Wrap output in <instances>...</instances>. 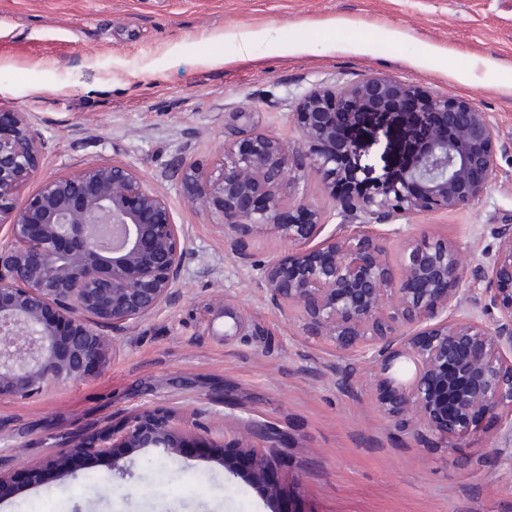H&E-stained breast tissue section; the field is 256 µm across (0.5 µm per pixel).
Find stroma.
Instances as JSON below:
<instances>
[{"label": "stroma", "mask_w": 512, "mask_h": 512, "mask_svg": "<svg viewBox=\"0 0 512 512\" xmlns=\"http://www.w3.org/2000/svg\"><path fill=\"white\" fill-rule=\"evenodd\" d=\"M331 18L341 26L324 30ZM262 30L238 60L242 36ZM377 75L467 99L494 127L496 175L479 203L397 220L460 243L476 274L512 224V0H0V110L26 113L45 143L17 204L41 179L122 165L168 203L188 248L180 302L115 337L86 379L0 395V453L43 470L0 512H512V446L489 453L497 416L467 448L388 417L362 356L337 357L270 304L259 268L288 256L287 242L257 233L240 263L182 185L186 165L222 160L225 113L252 111L293 144L306 92ZM353 138L357 164L381 175L405 128L376 116ZM143 410L171 414L197 451L121 448L45 469L73 436L123 435ZM259 448L274 462L261 480L237 464Z\"/></svg>", "instance_id": "obj_1"}]
</instances>
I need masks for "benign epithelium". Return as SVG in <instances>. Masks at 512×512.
<instances>
[{
    "label": "benign epithelium",
    "instance_id": "7a95c632",
    "mask_svg": "<svg viewBox=\"0 0 512 512\" xmlns=\"http://www.w3.org/2000/svg\"><path fill=\"white\" fill-rule=\"evenodd\" d=\"M380 114L406 117L408 149L396 172L365 176L370 191L338 194L358 181L355 140L338 151L324 144L339 124L354 128ZM0 133V393L20 397L52 383L79 381L99 363L112 337L175 304L187 251L166 201L132 170L103 164L73 176L51 177L19 208V188L40 169L43 145L23 112H9ZM300 139L291 146L259 131L250 112L224 119V158L216 169L185 167L189 200L224 227V246L246 263L249 242L264 229L297 246L260 268L270 303L301 310L303 330L359 352L378 378L377 400L403 426L418 427L459 447L475 441L478 421L504 419L512 443V225L499 226L498 257L480 273L490 323L448 314L471 293L462 248L426 233L404 236L399 263L385 238L370 230L395 215L460 209L481 200L495 176V133L470 101L440 95L388 76L305 95L296 112ZM314 171L339 206L332 239L304 249L325 228L304 198L285 204ZM189 445L163 412L130 416L121 444L113 431L98 444L75 438L45 463L62 469L87 452ZM253 476L270 461L242 455ZM37 481L39 472L0 454V498L10 478Z\"/></svg>",
    "mask_w": 512,
    "mask_h": 512
}]
</instances>
